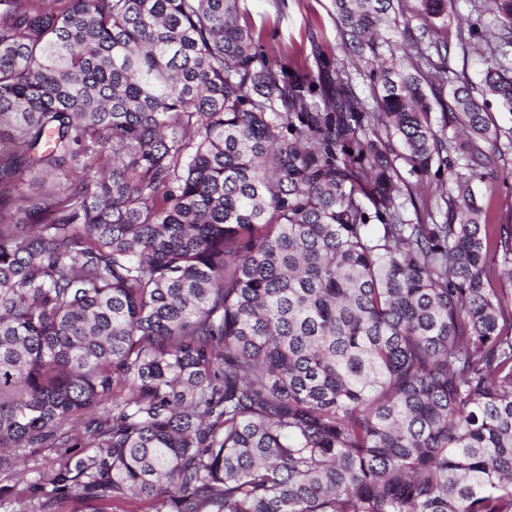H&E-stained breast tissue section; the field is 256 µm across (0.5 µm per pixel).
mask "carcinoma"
<instances>
[{"mask_svg": "<svg viewBox=\"0 0 512 512\" xmlns=\"http://www.w3.org/2000/svg\"><path fill=\"white\" fill-rule=\"evenodd\" d=\"M41 2L0 0V474L64 453L16 495L512 512V297L490 287L512 231L472 188L512 130L441 46L397 61L377 43L394 0H334L369 108L342 70L266 56L239 0ZM418 2L448 24L453 0ZM495 3L469 36L512 113ZM398 160L448 173L443 222ZM62 448H34L27 454L25 480L27 483H35L39 480L40 473L48 467L50 462L62 454Z\"/></svg>", "mask_w": 512, "mask_h": 512, "instance_id": "cac0c4a2", "label": "carcinoma"}]
</instances>
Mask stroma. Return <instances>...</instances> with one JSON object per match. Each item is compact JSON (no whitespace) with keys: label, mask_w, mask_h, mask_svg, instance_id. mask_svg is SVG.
Instances as JSON below:
<instances>
[{"label":"stroma","mask_w":512,"mask_h":512,"mask_svg":"<svg viewBox=\"0 0 512 512\" xmlns=\"http://www.w3.org/2000/svg\"><path fill=\"white\" fill-rule=\"evenodd\" d=\"M490 6V0H456L448 26L436 36L449 46V67L466 72L476 85L484 67L483 47L473 38L460 41L459 35L472 23L490 22ZM239 11L240 23L253 28L265 54L314 79L335 78L337 66H344L360 97L370 99V68L339 38L332 0H240ZM473 190L492 223L512 226V148L503 150L493 174L474 182Z\"/></svg>","instance_id":"1"}]
</instances>
